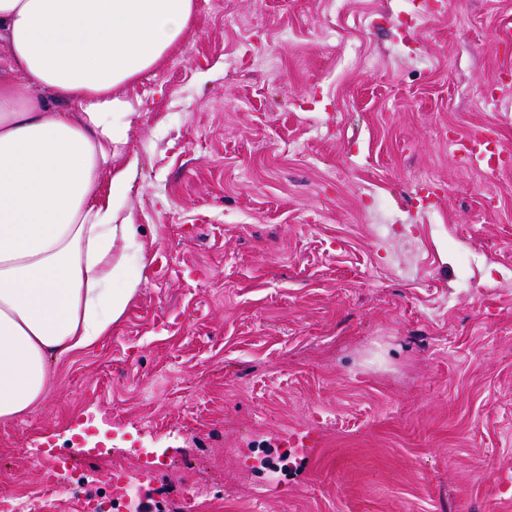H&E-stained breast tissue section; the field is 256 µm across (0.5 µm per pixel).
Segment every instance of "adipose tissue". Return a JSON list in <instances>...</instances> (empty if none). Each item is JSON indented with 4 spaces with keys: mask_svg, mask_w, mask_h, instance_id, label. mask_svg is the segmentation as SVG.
<instances>
[{
    "mask_svg": "<svg viewBox=\"0 0 512 512\" xmlns=\"http://www.w3.org/2000/svg\"><path fill=\"white\" fill-rule=\"evenodd\" d=\"M194 12L195 0H0V422L39 407L53 361L98 347L140 288L139 227L118 216L137 161L113 164L131 115L117 90Z\"/></svg>",
    "mask_w": 512,
    "mask_h": 512,
    "instance_id": "obj_1",
    "label": "adipose tissue"
}]
</instances>
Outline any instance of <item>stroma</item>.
<instances>
[{
    "label": "stroma",
    "mask_w": 512,
    "mask_h": 512,
    "mask_svg": "<svg viewBox=\"0 0 512 512\" xmlns=\"http://www.w3.org/2000/svg\"><path fill=\"white\" fill-rule=\"evenodd\" d=\"M512 0H196L124 85L146 269L0 423V485L114 448L157 512H512ZM456 158H462L476 169L494 173L511 161L510 149L491 141L483 129H475L464 137L450 142Z\"/></svg>",
    "instance_id": "1"
}]
</instances>
